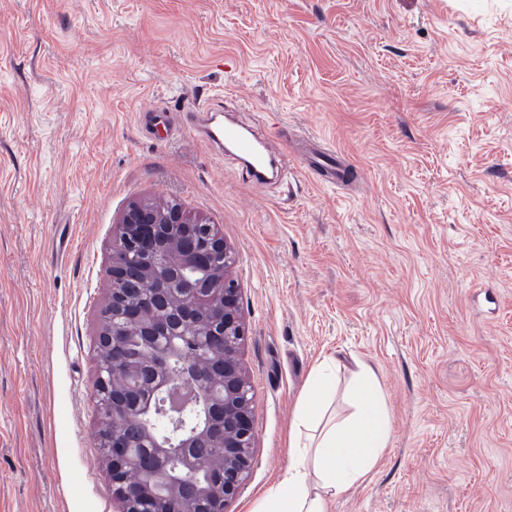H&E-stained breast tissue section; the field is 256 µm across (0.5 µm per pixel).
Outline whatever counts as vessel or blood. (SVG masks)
Instances as JSON below:
<instances>
[{"instance_id": "b4317fda", "label": "vessel or blood", "mask_w": 512, "mask_h": 512, "mask_svg": "<svg viewBox=\"0 0 512 512\" xmlns=\"http://www.w3.org/2000/svg\"><path fill=\"white\" fill-rule=\"evenodd\" d=\"M187 125L201 132L207 143L227 150L242 163L248 164L254 182H266L269 170L277 165V151L271 141L256 137L238 124L219 120L213 111L200 109L188 113ZM336 156L335 150L320 146L307 155L306 164L318 171L324 181L340 183L344 180V170L336 164Z\"/></svg>"}]
</instances>
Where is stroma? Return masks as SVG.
<instances>
[{
  "instance_id": "1",
  "label": "stroma",
  "mask_w": 512,
  "mask_h": 512,
  "mask_svg": "<svg viewBox=\"0 0 512 512\" xmlns=\"http://www.w3.org/2000/svg\"><path fill=\"white\" fill-rule=\"evenodd\" d=\"M279 140L253 184L184 126ZM176 112V132L143 113ZM353 168L308 173L301 137ZM179 199L236 253L257 451L291 462L336 359L376 370L393 438L331 512H512V0H0V512H116L93 399L115 222Z\"/></svg>"
}]
</instances>
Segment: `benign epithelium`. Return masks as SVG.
I'll return each mask as SVG.
<instances>
[{
    "mask_svg": "<svg viewBox=\"0 0 512 512\" xmlns=\"http://www.w3.org/2000/svg\"><path fill=\"white\" fill-rule=\"evenodd\" d=\"M235 262L216 226L175 199L135 201L117 222L97 337L109 359L93 397L112 415L98 439L119 512H227L250 475L254 395L241 358L247 328ZM169 331L180 352L203 343L208 353L174 371L177 354L155 344ZM133 339L147 346L136 362L126 351ZM155 408L170 412L181 438L174 468L150 424ZM151 437L155 451L142 462L134 449Z\"/></svg>",
    "mask_w": 512,
    "mask_h": 512,
    "instance_id": "benign-epithelium-1",
    "label": "benign epithelium"
}]
</instances>
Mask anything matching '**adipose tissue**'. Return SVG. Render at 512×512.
I'll list each match as a JSON object with an SVG mask.
<instances>
[{"label": "adipose tissue", "mask_w": 512, "mask_h": 512, "mask_svg": "<svg viewBox=\"0 0 512 512\" xmlns=\"http://www.w3.org/2000/svg\"><path fill=\"white\" fill-rule=\"evenodd\" d=\"M335 360L318 364L301 397L291 442L292 461L275 490L256 512H329L337 497L357 487L392 440L388 407L374 369L350 372L351 413L328 415Z\"/></svg>", "instance_id": "adipose-tissue-1"}]
</instances>
